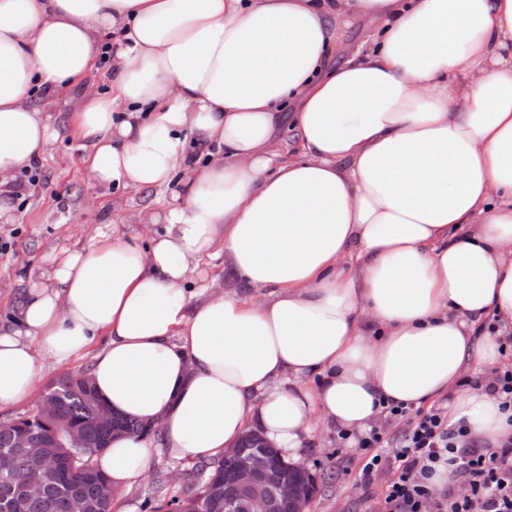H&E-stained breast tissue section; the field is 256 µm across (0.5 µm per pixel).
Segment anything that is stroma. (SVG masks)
<instances>
[{
	"label": "stroma",
	"instance_id": "35a3bbf8",
	"mask_svg": "<svg viewBox=\"0 0 512 512\" xmlns=\"http://www.w3.org/2000/svg\"><path fill=\"white\" fill-rule=\"evenodd\" d=\"M76 100L62 101L50 115L57 138L42 158L43 178L26 188L14 202L15 220L0 223V322L10 321L26 290L46 281L65 252L86 244L100 232L130 235L140 232L137 213L154 205L152 190L112 193L101 188L90 192L82 164L81 143L72 134ZM121 209H114L113 200ZM336 429L319 427L301 452V464L312 472L317 487L310 512H378L376 502L366 501L353 477L343 475L331 453ZM187 460L171 457L161 445L150 450L148 469L130 488L117 490L114 501L144 512L146 499L178 494L181 476L191 470Z\"/></svg>",
	"mask_w": 512,
	"mask_h": 512
}]
</instances>
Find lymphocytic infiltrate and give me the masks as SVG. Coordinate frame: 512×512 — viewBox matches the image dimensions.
Here are the masks:
<instances>
[{
    "instance_id": "lymphocytic-infiltrate-1",
    "label": "lymphocytic infiltrate",
    "mask_w": 512,
    "mask_h": 512,
    "mask_svg": "<svg viewBox=\"0 0 512 512\" xmlns=\"http://www.w3.org/2000/svg\"><path fill=\"white\" fill-rule=\"evenodd\" d=\"M499 349L500 367L463 383L483 388L505 410L512 407L511 331ZM335 454L367 495H379L382 512H512V434L485 445L466 423L449 424L440 403L388 404L365 430H337Z\"/></svg>"
}]
</instances>
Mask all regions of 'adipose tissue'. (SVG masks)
I'll return each mask as SVG.
<instances>
[{
  "label": "adipose tissue",
  "instance_id": "obj_1",
  "mask_svg": "<svg viewBox=\"0 0 512 512\" xmlns=\"http://www.w3.org/2000/svg\"><path fill=\"white\" fill-rule=\"evenodd\" d=\"M368 50L333 65L342 32ZM112 48V92L73 113L90 188L164 193L144 239L98 233L0 328V411L86 354L119 417L114 488L170 456L220 459L250 422L299 458L321 426L445 402L494 446L496 400L462 385L512 329V0H0V222L49 114ZM223 258L232 283L186 284Z\"/></svg>",
  "mask_w": 512,
  "mask_h": 512
}]
</instances>
